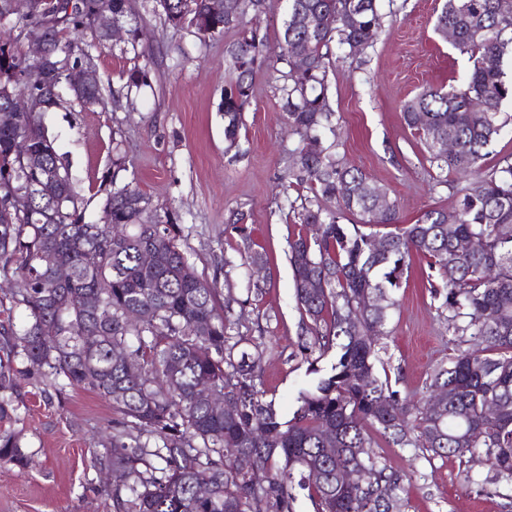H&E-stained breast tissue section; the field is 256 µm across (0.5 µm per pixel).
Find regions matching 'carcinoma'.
Here are the masks:
<instances>
[{
    "label": "carcinoma",
    "mask_w": 512,
    "mask_h": 512,
    "mask_svg": "<svg viewBox=\"0 0 512 512\" xmlns=\"http://www.w3.org/2000/svg\"><path fill=\"white\" fill-rule=\"evenodd\" d=\"M58 0L13 21L0 45V81L32 66L19 46L45 39L44 68L55 88L76 99L104 102L103 87L78 90L77 65L88 51L69 35L90 30L98 0H78L72 13ZM499 0H444L434 30L468 56L464 85L427 88L404 107L405 122L424 145L436 182L454 173L465 181L455 222L431 208L402 224L388 189L350 166L336 135L329 102L333 49L361 56L381 28L378 0H286L277 47L254 29L225 50L232 78L224 85V139L237 146L256 71L273 60L282 72L281 109L299 140L288 176L306 189L294 213L288 260L306 332L329 369L301 389L284 416L258 388L263 351L240 348L218 288L200 277L179 244V225L161 220L140 190L113 187L97 222L85 221L87 202L45 133L42 115H0V270L25 287L0 297V424L19 420V380L47 375L54 386L92 391L112 405V440L95 460L116 475L106 491L114 512H296L297 490L313 512H408L403 496L412 476L382 461L375 436L414 456L463 458L483 449L489 470L512 481V154L489 160L512 102V13ZM164 24L182 28L186 3L155 0ZM208 18L201 40H215L266 12L268 0H191ZM59 10L52 31L44 15ZM301 58L305 68L293 60ZM147 67L126 73L127 88L149 85ZM59 171L53 199L36 196L26 211L11 196L37 183L42 171L14 151L16 140ZM451 142L455 150H442ZM245 216L234 214L241 257L259 264ZM381 250L372 249V241ZM149 249L155 263L141 257ZM425 262L432 300L448 311L455 348L428 374L422 401L400 395L384 365L393 291L414 258ZM70 279L58 282L55 268ZM26 312L22 323L13 310ZM138 315L129 320V313ZM55 331L49 334L45 326ZM124 353L120 360L115 351ZM205 384L233 408L229 413L197 396ZM496 406L490 416L486 407ZM19 437L0 432V463L24 467ZM362 471L348 487L339 474ZM262 471L264 483L254 482Z\"/></svg>",
    "instance_id": "cac0c4a2"
}]
</instances>
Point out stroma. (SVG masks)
Masks as SVG:
<instances>
[{
	"mask_svg": "<svg viewBox=\"0 0 512 512\" xmlns=\"http://www.w3.org/2000/svg\"><path fill=\"white\" fill-rule=\"evenodd\" d=\"M379 5L382 31L367 64L334 55L330 100L341 154L386 187L402 222L411 224L431 208L455 211L459 194L456 179L435 184L402 106L422 88L461 84L470 64L433 30L443 0ZM153 6L135 0L133 16L146 34L137 46L99 48L91 34L81 38L112 92L106 106L88 108L71 97L44 112V126L77 192L90 202L87 219L98 218L113 185L128 184L179 224L181 248L198 274L217 284L244 347L262 344L261 388L285 411L310 380L305 348L312 338L301 327L288 261L289 203L298 195L288 185V166L297 138L280 107L278 74L269 65L256 73L239 146L227 150L224 45L239 31L204 42L190 30L163 27ZM136 66L148 67L151 84L130 93L122 74ZM118 159L123 169H116ZM235 211L244 213L252 247L263 256L260 275L241 263L240 234L229 222ZM255 280L262 286L257 295L248 291ZM394 296L388 367L401 393L412 396L452 352L448 315L430 297L422 262H413ZM21 400L13 429L29 462L22 470L0 464V512H113L102 473L91 465L96 442L112 430L111 405L40 377L23 381ZM379 453L388 466L415 473L406 487L408 512H512V483L491 482L482 455L413 460L386 444ZM467 473L472 483L464 482Z\"/></svg>",
	"mask_w": 512,
	"mask_h": 512,
	"instance_id": "35a3bbf8",
	"label": "stroma"
}]
</instances>
